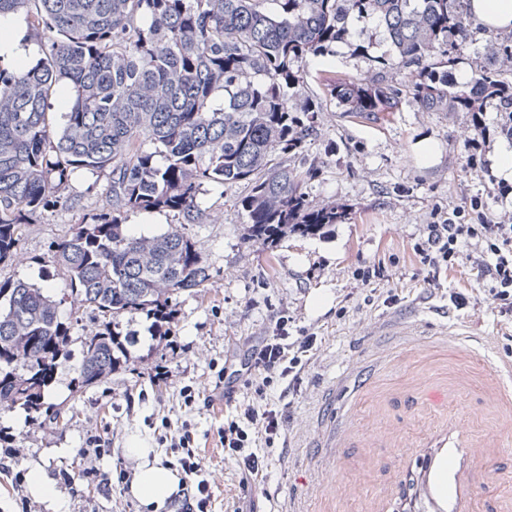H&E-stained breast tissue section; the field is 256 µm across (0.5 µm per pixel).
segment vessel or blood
I'll use <instances>...</instances> for the list:
<instances>
[{
  "instance_id": "obj_1",
  "label": "vessel or blood",
  "mask_w": 512,
  "mask_h": 512,
  "mask_svg": "<svg viewBox=\"0 0 512 512\" xmlns=\"http://www.w3.org/2000/svg\"><path fill=\"white\" fill-rule=\"evenodd\" d=\"M484 453L461 424L436 430L423 447L405 450L402 460L414 481L392 496L387 512H473L476 464Z\"/></svg>"
}]
</instances>
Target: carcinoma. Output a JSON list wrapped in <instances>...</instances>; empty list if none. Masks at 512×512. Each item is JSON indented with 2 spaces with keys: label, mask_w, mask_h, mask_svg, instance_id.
I'll list each match as a JSON object with an SVG mask.
<instances>
[{
  "label": "carcinoma",
  "mask_w": 512,
  "mask_h": 512,
  "mask_svg": "<svg viewBox=\"0 0 512 512\" xmlns=\"http://www.w3.org/2000/svg\"><path fill=\"white\" fill-rule=\"evenodd\" d=\"M21 10L40 53L30 67L0 57V263L15 259L34 215L67 201L74 170L109 176L106 204L51 247L71 311L112 322L82 341L80 394L136 363L135 337L116 329L121 317L169 326L173 300L211 278L180 226L142 237L128 213L167 211L193 224L205 185L244 184L248 242L273 249L346 223L349 209L306 194L315 169L282 158L322 111L315 101L289 106L304 85L299 63L336 43L368 54L351 21H373L410 77L330 84L340 111L374 120L409 97L425 112H468L478 98L512 113V73L496 63H475L466 82L448 79L452 50L476 35L471 0H0V16ZM2 299L0 410L63 424L45 389L68 355L71 321L49 288L0 282Z\"/></svg>",
  "instance_id": "cac0c4a2"
}]
</instances>
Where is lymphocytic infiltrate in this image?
<instances>
[{"instance_id": "f902f5d3", "label": "lymphocytic infiltrate", "mask_w": 512, "mask_h": 512, "mask_svg": "<svg viewBox=\"0 0 512 512\" xmlns=\"http://www.w3.org/2000/svg\"><path fill=\"white\" fill-rule=\"evenodd\" d=\"M481 198L469 207L457 206L427 225L416 252L432 273L458 265L464 250H472L482 281L504 320L512 321V218L493 221L485 214ZM287 313H280L269 331L247 348L243 357L218 370L213 392L232 396L237 388L249 391L247 402L225 415L219 431L224 454L233 459L243 480L261 478L266 468L263 445L287 438L288 416L280 402L269 397L271 385L281 383L299 389L303 373L318 352L315 333L291 335ZM161 443L175 453L183 478L178 497L173 500L178 512H209L210 484L200 476L202 461L190 428L161 435Z\"/></svg>"}]
</instances>
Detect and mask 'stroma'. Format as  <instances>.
I'll return each instance as SVG.
<instances>
[{
	"label": "stroma",
	"instance_id": "35a3bbf8",
	"mask_svg": "<svg viewBox=\"0 0 512 512\" xmlns=\"http://www.w3.org/2000/svg\"><path fill=\"white\" fill-rule=\"evenodd\" d=\"M377 56L393 57L379 37L367 58L339 44L326 57L303 61L306 87L290 101L296 110L307 100L325 105L316 133L287 163L316 167L306 185L310 199L349 204L347 223L332 238H291L270 251L243 240L238 201L247 186H206L199 196L204 218L185 230L211 279L203 291L176 300L171 334L180 352L167 351L144 316H124L121 331L136 336V370L77 395L72 381L81 348L72 344L48 390L50 402L67 413V425L40 423L21 410L0 413V428L11 431L16 448L11 472L0 471V512L16 508L14 472L80 469V450L92 435L111 444L110 454L95 461L104 472L134 473L138 462L126 453L133 445L168 460L154 431L164 420L174 428L191 425L211 484V512H268L270 493L287 512H377L402 480L400 451L420 447L448 418L491 450L479 471V496L495 490L512 507V398L494 396L502 384L499 367L512 364V338L474 264L441 272L430 283L414 252L437 211L478 196L497 217L512 212V202L496 200L489 179L469 169L462 137L467 113L424 112L406 100L396 112L365 120L326 101V85L370 75ZM107 185L104 175L75 170L69 204L24 226L18 250L25 260L0 263V282L62 287L50 249L85 214L102 208ZM378 260L387 268L388 288L399 296L395 305L369 301V289L353 278L356 268ZM454 292L469 296L465 309L452 308ZM283 310L293 333L317 334L319 351L300 392L271 388V396L288 405V445L267 448L265 478L246 484L219 448L218 431L225 412L249 392L240 388L231 400L211 399L212 365L242 355ZM158 362L171 378H152ZM187 384L202 395L189 408L181 395ZM450 386L460 391L453 403L441 398ZM58 490L61 512H148L126 484L113 485L108 494L78 496L63 484Z\"/></svg>",
	"mask_w": 512,
	"mask_h": 512
}]
</instances>
